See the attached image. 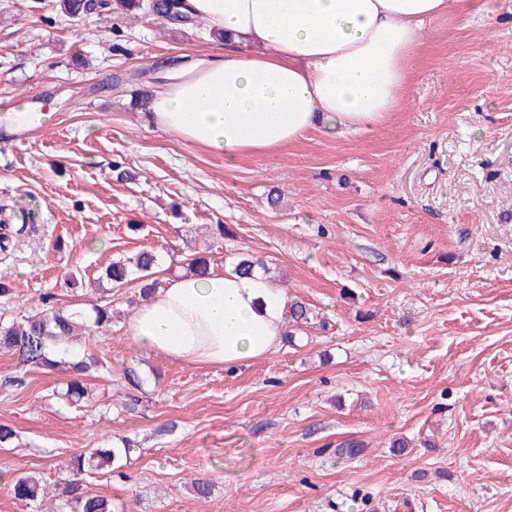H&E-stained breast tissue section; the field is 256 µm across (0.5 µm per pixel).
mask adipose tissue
<instances>
[{
	"label": "adipose tissue",
	"instance_id": "adipose-tissue-1",
	"mask_svg": "<svg viewBox=\"0 0 512 512\" xmlns=\"http://www.w3.org/2000/svg\"><path fill=\"white\" fill-rule=\"evenodd\" d=\"M224 35L209 61L180 65L155 92L151 118L226 166L322 128L339 136L382 124L437 19L469 25L485 0H188ZM287 297L261 274L225 267L169 279L127 322L143 350L227 368L282 343Z\"/></svg>",
	"mask_w": 512,
	"mask_h": 512
}]
</instances>
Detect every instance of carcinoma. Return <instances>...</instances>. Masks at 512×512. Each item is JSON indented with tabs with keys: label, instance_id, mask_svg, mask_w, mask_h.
Returning a JSON list of instances; mask_svg holds the SVG:
<instances>
[{
	"label": "carcinoma",
	"instance_id": "obj_1",
	"mask_svg": "<svg viewBox=\"0 0 512 512\" xmlns=\"http://www.w3.org/2000/svg\"><path fill=\"white\" fill-rule=\"evenodd\" d=\"M60 12L69 18H79L95 11L93 0H58ZM102 10L112 14L134 15L147 8L156 17L172 20L182 11L178 0H103ZM157 264V254L151 249L140 251L132 260L118 259L105 269V277L98 281H107L113 288H122L127 283L139 280L143 282L142 292L148 294L158 287L159 282L152 278L153 267ZM54 296L41 298L42 309L33 316L21 320L4 321L0 319V349H6L18 357L19 365L41 369H51L58 364L59 346L73 336L76 327V315L67 312L53 302ZM93 326L105 329L112 325L114 309L112 301L93 307ZM312 311L307 303L294 300L288 305V322L296 328L310 322ZM53 396L67 399L73 403L85 396V387L77 379L69 382L66 390L53 393ZM120 448H91L85 453L71 458L66 476L55 484L54 491L61 498L58 512H112V503L100 496L91 494L83 487L82 476L85 472L111 465L121 456L130 452V441L121 440ZM47 494V486L32 474H25L13 480V495L16 499L40 507Z\"/></svg>",
	"mask_w": 512,
	"mask_h": 512
}]
</instances>
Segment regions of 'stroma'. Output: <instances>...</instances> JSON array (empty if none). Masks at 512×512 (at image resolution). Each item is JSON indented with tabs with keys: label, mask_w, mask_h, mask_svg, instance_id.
Here are the masks:
<instances>
[{
	"label": "stroma",
	"mask_w": 512,
	"mask_h": 512,
	"mask_svg": "<svg viewBox=\"0 0 512 512\" xmlns=\"http://www.w3.org/2000/svg\"><path fill=\"white\" fill-rule=\"evenodd\" d=\"M489 4L469 26L433 23L381 126L314 130L229 168L142 104L163 85L153 64L220 42L146 12L72 19L55 0H0V113L34 98L51 115L0 140V222L34 217L0 263V315L46 293L90 308L102 269L151 249L160 279L195 252L218 271L253 254L319 320L234 368L177 364L127 334L139 283L112 289L120 319L69 351L99 361L81 401L52 397L70 365L0 351V424L17 433L0 469L52 485L74 455L124 438L120 469L85 477L112 512H512V0ZM345 441L363 454L336 458Z\"/></svg>",
	"instance_id": "stroma-1"
}]
</instances>
